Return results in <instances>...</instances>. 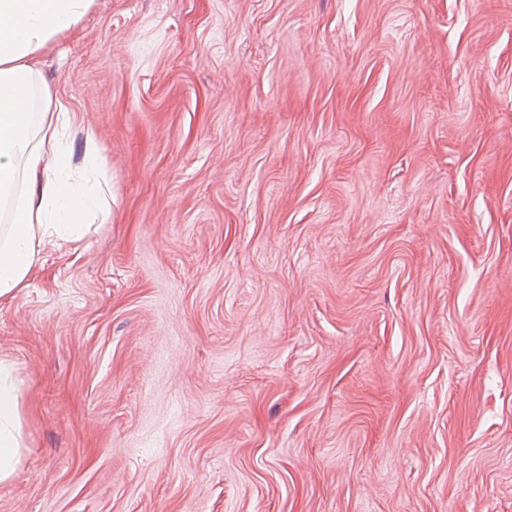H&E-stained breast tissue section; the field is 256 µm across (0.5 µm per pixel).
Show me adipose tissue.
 Listing matches in <instances>:
<instances>
[{
    "instance_id": "obj_1",
    "label": "adipose tissue",
    "mask_w": 512,
    "mask_h": 512,
    "mask_svg": "<svg viewBox=\"0 0 512 512\" xmlns=\"http://www.w3.org/2000/svg\"><path fill=\"white\" fill-rule=\"evenodd\" d=\"M93 0H0V301L28 285L47 244L79 250L91 218L108 216L95 153L72 162L75 118L54 99L39 58ZM0 363V483L20 463L19 389Z\"/></svg>"
}]
</instances>
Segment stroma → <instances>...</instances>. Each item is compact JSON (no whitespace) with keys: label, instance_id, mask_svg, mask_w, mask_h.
Masks as SVG:
<instances>
[{"label":"stroma","instance_id":"stroma-1","mask_svg":"<svg viewBox=\"0 0 512 512\" xmlns=\"http://www.w3.org/2000/svg\"><path fill=\"white\" fill-rule=\"evenodd\" d=\"M39 68L112 205L0 303V512H512V0H94ZM8 375L7 366L0 362V483L11 480L20 463L21 394Z\"/></svg>","mask_w":512,"mask_h":512}]
</instances>
